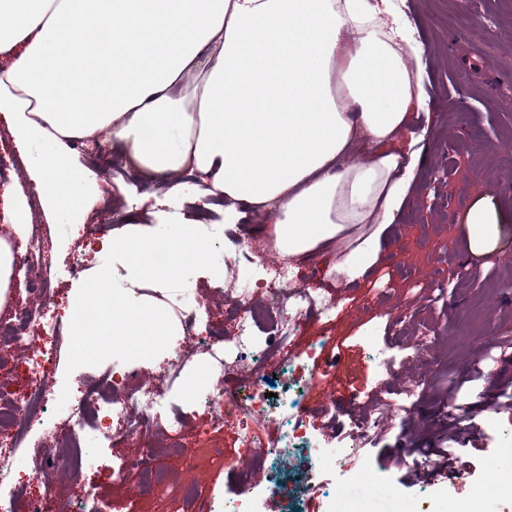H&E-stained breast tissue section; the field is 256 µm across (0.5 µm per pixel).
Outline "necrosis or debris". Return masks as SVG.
<instances>
[{
    "mask_svg": "<svg viewBox=\"0 0 512 512\" xmlns=\"http://www.w3.org/2000/svg\"><path fill=\"white\" fill-rule=\"evenodd\" d=\"M43 263L37 233L25 237L23 247L15 252L16 271H27L25 287L36 299L35 306L23 309L9 321H0V337L9 339L20 357L9 382L11 392L0 405V430L8 432V441L0 443V484L12 479L15 454L34 424L35 412L53 387V369L62 348L70 342L69 324L56 311L57 294L46 277L33 276L34 268ZM235 306L249 308L248 316L235 324L231 338L213 335L207 321L197 313L178 312L181 331L173 336L155 374L135 380L133 372L106 371L99 386L72 397V413L61 424L53 445L34 449L33 454L46 461H63L72 477H80L90 462L81 448L88 432H95L102 447L113 449L112 471L123 474L136 469L141 477L140 490L149 494L166 491L193 501L196 512H210L208 503L196 497L189 488L169 481L157 465L154 449L156 428H163L172 448L188 456L192 450L184 443V416L172 408L165 424H158L153 410L167 399V382L189 366L201 367L209 378L202 402L211 425L223 426L232 419L243 437H250L257 421L269 416L265 399L246 401L239 390H225L224 374L232 371L244 378L249 387L259 385L264 362L272 353L282 352L301 331L308 308L327 309L328 301L317 290L298 291L293 300H284L277 293L264 296L259 307L241 295ZM138 441L134 454H119V447ZM38 489L21 498H1L0 512H71L72 506L56 498L54 480L43 475Z\"/></svg>",
    "mask_w": 512,
    "mask_h": 512,
    "instance_id": "4bbe7bcc",
    "label": "necrosis or debris"
}]
</instances>
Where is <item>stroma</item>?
Segmentation results:
<instances>
[{"mask_svg": "<svg viewBox=\"0 0 512 512\" xmlns=\"http://www.w3.org/2000/svg\"><path fill=\"white\" fill-rule=\"evenodd\" d=\"M392 8L422 47L411 64L421 67L430 97L414 126L423 135L417 177L395 223L366 246L364 276L336 272L330 250L293 260L295 287L318 289L331 307L325 313L310 309L287 355L268 359L266 371L274 380L263 387L286 399L287 360L303 356L316 339L318 368L301 384V416L314 434L330 437L327 453L336 452L359 409L373 407L381 421L364 451L347 457L343 471L326 473V480L342 487L331 504L326 489L307 483L311 449L294 444L269 457L266 466L276 484L262 498L263 512H347L352 502L361 512H448L449 503L467 501L488 469L512 483V412L498 407L495 398L497 377L512 378V0H392ZM102 139L104 149H85L84 162L99 180L113 184L129 156L112 147L110 131ZM157 183L154 176L128 180L126 193L95 199L84 223L108 225L111 239L156 231L169 217L196 224L199 180L180 177V193L172 200L157 192ZM478 207L498 226L495 244L483 253L469 249L468 215ZM27 211L43 241L42 270L58 292L57 310L67 314L82 279L70 274L74 260L83 258L82 277H88L102 267L108 250L101 241L78 240L68 213L44 214L35 194L27 196ZM208 213L211 231L221 236L220 258L238 260L236 278L200 270L185 292L172 295L152 283L132 284L123 263L114 272L134 299L156 305L171 296L183 311L223 321L230 336L231 298L271 286L277 274L270 263L243 259L237 241L225 237L223 206L212 205ZM124 367L110 359L70 372L61 361L55 386L75 395L98 385L105 370ZM453 385L459 401L476 405L464 423L473 443L462 455L469 475L453 477L444 467L412 475L422 452L443 448ZM182 405L184 440L198 454L181 459L160 445L159 463L180 483L194 486L212 512H224L245 475L238 459L247 446L232 426H212L202 409ZM67 415L64 409L47 410L19 449L15 482L0 488L1 496L24 494L37 473L48 470L30 449L49 440ZM212 446L223 449L224 465L210 462L205 450ZM83 481L102 512H194L177 496H140L139 475L132 469L117 476L93 468Z\"/></svg>", "mask_w": 512, "mask_h": 512, "instance_id": "stroma-1", "label": "stroma"}]
</instances>
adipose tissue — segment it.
Segmentation results:
<instances>
[{
	"label": "adipose tissue",
	"instance_id": "1",
	"mask_svg": "<svg viewBox=\"0 0 512 512\" xmlns=\"http://www.w3.org/2000/svg\"><path fill=\"white\" fill-rule=\"evenodd\" d=\"M388 0H0V116L50 210L99 188L70 140L101 130L139 164L195 173L266 213L282 255L345 244L354 266L400 213L428 99ZM179 150L167 148L170 131Z\"/></svg>",
	"mask_w": 512,
	"mask_h": 512
}]
</instances>
